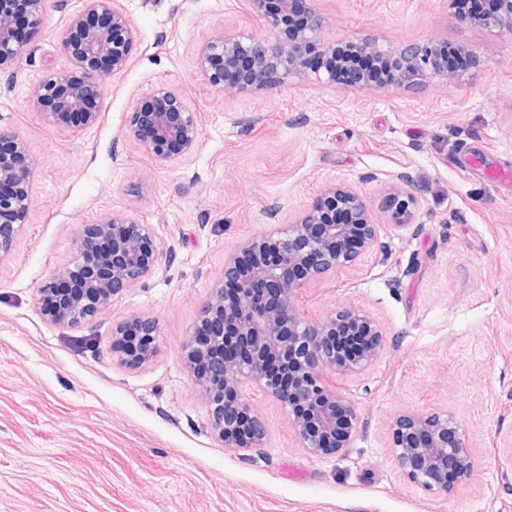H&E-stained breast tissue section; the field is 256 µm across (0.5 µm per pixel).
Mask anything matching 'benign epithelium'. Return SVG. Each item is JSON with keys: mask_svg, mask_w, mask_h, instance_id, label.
Returning a JSON list of instances; mask_svg holds the SVG:
<instances>
[{"mask_svg": "<svg viewBox=\"0 0 512 512\" xmlns=\"http://www.w3.org/2000/svg\"><path fill=\"white\" fill-rule=\"evenodd\" d=\"M49 0H24L21 15L0 12V74L27 52L46 15ZM60 36L62 53L72 67L51 73L34 88L33 99L50 126L84 131L100 118L105 80L127 68L134 33L114 0H82ZM249 0L267 35L221 31L197 49L200 76L221 91L255 94L288 83L337 84L336 73L350 69L354 56L396 60L398 88L448 81L460 73L448 70L441 44L427 41L392 52L374 38L336 43L320 36L324 18L315 0ZM498 10L470 11L467 0H448L461 22L512 33V0ZM128 131L143 153L160 164H172L197 146L198 115L185 99L162 84L140 97L128 116ZM35 167L26 142L0 128V257L9 253L28 223ZM412 193L397 188L390 196L394 226L411 219ZM377 239L364 201L347 187L324 190L321 202L298 221L256 236L224 263V275L211 288L197 324L184 345V360L193 387L212 407L210 428L226 448L260 445L264 431L242 397L256 388L286 409L302 447L329 455L348 447L357 413L351 401L327 381L330 372L358 376L376 360L381 336L365 313L344 309L318 321L297 312L296 300L311 282L353 263ZM152 225L112 214L86 226L76 239L73 259L58 266L36 290L33 301L45 321L69 328H91L97 314L115 296L135 287L161 262ZM356 327L365 345L346 359L336 348V332ZM158 323L131 316L112 330V356L141 365L155 353ZM246 341L245 352L227 348ZM283 365L288 383L268 364ZM392 448L409 479L427 491L448 489V462L456 481L471 474L465 432L451 426L445 414H405L391 425Z\"/></svg>", "mask_w": 512, "mask_h": 512, "instance_id": "obj_1", "label": "benign epithelium"}]
</instances>
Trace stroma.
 Masks as SVG:
<instances>
[{"mask_svg":"<svg viewBox=\"0 0 512 512\" xmlns=\"http://www.w3.org/2000/svg\"><path fill=\"white\" fill-rule=\"evenodd\" d=\"M136 31L128 67L106 79L99 123L47 125L32 91L65 65L59 36L81 0L50 7L0 127L37 168L29 222L0 258V512H512V189L466 168L484 152L512 168V33L462 24L444 0H316L330 40L396 48L447 41L480 63L463 79L410 89L288 84L256 95L203 82L199 44L219 30L264 35L247 0H117ZM159 83L197 112V149L156 164L128 135L138 98ZM352 187L378 243L304 288L301 317L351 307L383 344L362 375L331 385L358 413L348 448L300 447L284 408L248 389L261 447H224L182 361L183 342L224 260L248 238L295 221L330 185ZM411 191L395 229L391 187ZM122 212L153 225L160 265L100 313L93 330L46 322L36 289L74 255L81 225ZM155 319L159 348L140 367L112 358V327ZM444 413L465 428L469 478L428 492L390 446L393 418Z\"/></svg>","mask_w":512,"mask_h":512,"instance_id":"stroma-1","label":"stroma"}]
</instances>
